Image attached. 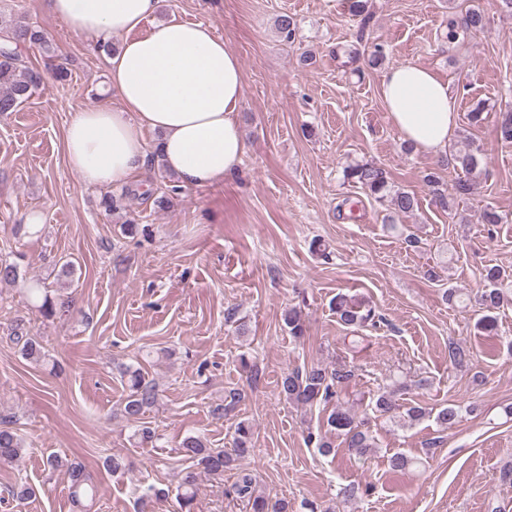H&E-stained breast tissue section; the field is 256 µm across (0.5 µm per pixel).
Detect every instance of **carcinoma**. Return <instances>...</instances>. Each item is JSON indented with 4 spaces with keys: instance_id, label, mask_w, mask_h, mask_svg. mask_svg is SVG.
I'll use <instances>...</instances> for the list:
<instances>
[{
    "instance_id": "1",
    "label": "carcinoma",
    "mask_w": 512,
    "mask_h": 512,
    "mask_svg": "<svg viewBox=\"0 0 512 512\" xmlns=\"http://www.w3.org/2000/svg\"><path fill=\"white\" fill-rule=\"evenodd\" d=\"M487 24L483 10L476 6L469 7L448 16L442 38L448 43H457L475 37L481 33ZM26 45H34L44 52H49L45 37L31 28L21 19H11L5 24V31L0 37V114L15 112L26 103L44 82L45 76L40 70L23 63L20 49ZM458 147L436 161L435 167L424 175V181L429 187L434 204L444 211L452 209L454 202L473 193L475 176L481 170V159L472 147V141L465 136L457 141ZM459 171L456 179L450 185H445L440 176L441 170L447 167ZM344 180L356 184L365 195L386 208L384 224L390 229H396L400 216L411 214L418 207L415 195L395 190L389 184L385 170L373 162L355 163L347 166L343 172ZM485 288L480 292L479 305L485 315L482 317L480 328L491 332L495 329L496 318L493 313L509 302L508 294L502 288V273L500 269L491 267L484 275ZM31 303L45 317H52L57 312V306H72L73 300L56 303L43 288L41 282H34L28 288ZM334 310L343 325L358 330L368 323L376 324L380 316L375 310L339 294L333 302ZM285 324L290 335L301 338L305 333V325L301 314L295 309L288 311ZM16 341L22 343L21 350L26 358L35 362L46 360V353L41 344L28 334L16 329L13 332ZM129 377L130 393L123 408L124 416L129 422H136L146 410L157 400L156 386L145 381L138 369L126 370ZM354 377V370L346 365H339L331 370L319 365L304 370H294L280 382V393L292 402L313 405L316 403L329 404L336 402V408L327 418V426L336 437L342 438L347 451L355 456L363 457L375 448L373 435L370 433L369 422L358 419L337 401L345 385ZM371 410L396 423L412 426L427 415L426 408L417 404L401 403L397 399V391H382L378 393ZM459 418V408L454 405L441 407L435 421L443 428H450ZM253 426L241 422L237 425L233 439L234 452L238 457L253 451ZM181 453L190 465L179 472L178 493L181 508L191 512L194 503L195 486L198 470L220 477L224 469L229 467L233 456L222 448H210L199 437L189 436L181 445ZM24 450L22 438L6 425L0 426V461H13L21 456ZM44 466L54 472L66 468L70 481L75 512H89L85 501L96 492L93 476L82 466L73 463H63L54 455L46 459ZM255 477L250 473H242L234 485L238 497L251 503L252 512H286V506L280 502H271L264 496L255 495Z\"/></svg>"
}]
</instances>
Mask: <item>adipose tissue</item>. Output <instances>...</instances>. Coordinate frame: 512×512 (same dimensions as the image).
Masks as SVG:
<instances>
[{
	"label": "adipose tissue",
	"mask_w": 512,
	"mask_h": 512,
	"mask_svg": "<svg viewBox=\"0 0 512 512\" xmlns=\"http://www.w3.org/2000/svg\"><path fill=\"white\" fill-rule=\"evenodd\" d=\"M157 0H49L77 35L124 41L108 60L119 103L75 113L65 131L68 164L90 186L120 185L144 171L146 132L185 187L223 183L245 149L237 120L243 96L237 55L209 25L149 19ZM380 95L402 139L422 154H446L458 98L431 68L407 62L387 69Z\"/></svg>",
	"instance_id": "adipose-tissue-1"
}]
</instances>
